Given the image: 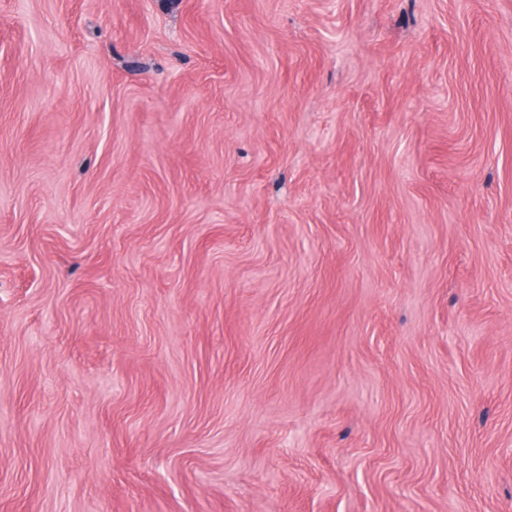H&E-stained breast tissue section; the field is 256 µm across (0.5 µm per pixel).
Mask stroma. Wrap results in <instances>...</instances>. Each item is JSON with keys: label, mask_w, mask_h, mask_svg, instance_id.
Wrapping results in <instances>:
<instances>
[{"label": "stroma", "mask_w": 512, "mask_h": 512, "mask_svg": "<svg viewBox=\"0 0 512 512\" xmlns=\"http://www.w3.org/2000/svg\"><path fill=\"white\" fill-rule=\"evenodd\" d=\"M0 512H512V0H0Z\"/></svg>", "instance_id": "stroma-1"}]
</instances>
